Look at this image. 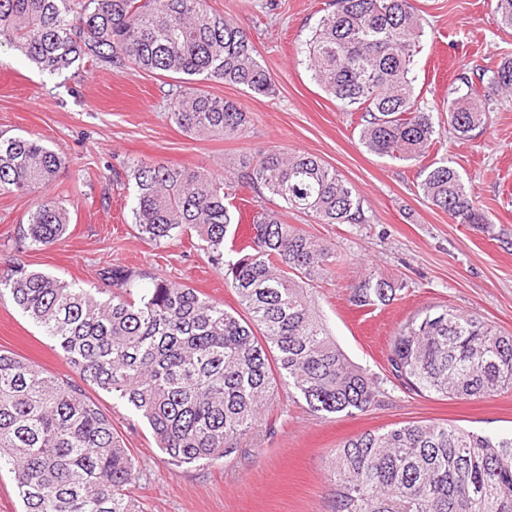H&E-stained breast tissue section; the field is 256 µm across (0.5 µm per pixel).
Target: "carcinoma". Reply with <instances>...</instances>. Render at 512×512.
Returning a JSON list of instances; mask_svg holds the SVG:
<instances>
[{
  "label": "carcinoma",
  "instance_id": "cac0c4a2",
  "mask_svg": "<svg viewBox=\"0 0 512 512\" xmlns=\"http://www.w3.org/2000/svg\"><path fill=\"white\" fill-rule=\"evenodd\" d=\"M306 43L312 78L362 112L359 141L381 157L420 162L436 140L433 115L410 78L423 33L411 0H334ZM61 74L81 63L114 72L222 80L256 94L272 89L247 31L208 0H0V44ZM483 91L448 100L460 139L486 113L512 109V59L476 68ZM171 119L187 134L235 139L249 117L231 100L183 90ZM64 159L32 136L0 135V194L53 185ZM133 208L139 233L155 244L182 234L206 243L244 314L195 288L139 272L103 269L99 288H76L21 265L0 278L13 302L48 336L86 384L128 405L175 466L234 454L268 410L279 382L315 412L353 413L383 395L376 380L336 345L313 297L334 252L276 211L257 210L250 233L241 187L263 189L282 207L318 224H363L349 183L309 153L259 150L224 177L204 168L138 160ZM420 189L458 224L489 231V221L446 159L422 165ZM67 208L41 199L23 228L38 248L59 240ZM237 255L224 260V251ZM392 286L370 275L353 287L360 307L388 299ZM387 362L406 389L445 399L490 397L512 388V335L481 318L433 307L402 324ZM14 473L23 512H143L131 496L140 465L112 420L69 379L0 350V469ZM333 512H512V433L487 434L431 420L367 430L329 463Z\"/></svg>",
  "mask_w": 512,
  "mask_h": 512
}]
</instances>
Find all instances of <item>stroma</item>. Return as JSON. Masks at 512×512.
<instances>
[{"instance_id": "1", "label": "stroma", "mask_w": 512, "mask_h": 512, "mask_svg": "<svg viewBox=\"0 0 512 512\" xmlns=\"http://www.w3.org/2000/svg\"><path fill=\"white\" fill-rule=\"evenodd\" d=\"M248 32L272 91L257 95L218 80L199 82L216 98L248 113L238 139L186 135L171 120L179 76L86 66L60 75L38 72L10 46L0 47V131L33 133L59 153L65 167L50 189L71 212L56 243L18 250L38 193L0 194V276L13 265L42 271L83 288L101 285L99 272L120 265L196 288L225 308L238 309L235 292L212 267L203 241L182 236L158 245L139 236L135 190L125 175L133 161L157 159L224 175L227 162L276 146L321 159L351 184L365 223L318 224L276 199L239 189L248 210L279 211L336 255L331 277L313 295L337 345L377 380L382 396L362 412H313L279 386L262 420L236 453L215 462L169 464L149 428L134 412L95 387L87 395L140 461L131 491L146 512H331L328 461L335 448L367 430L418 420L449 422L488 434L512 431V388L477 399H441L403 389L389 371L395 329L433 306L477 315L512 334V111L489 113L483 128L460 139L444 107L461 74L512 57V29L502 28L491 0H412L424 36L415 58V89L431 110L438 139L431 156L447 158L491 223L490 232L455 223L425 202L419 168L367 151L358 139L359 112L328 95L312 78L306 41L332 0H209ZM389 282V301L359 308L352 288L366 276ZM0 349L62 378L75 373L53 342L13 303L0 296Z\"/></svg>"}]
</instances>
